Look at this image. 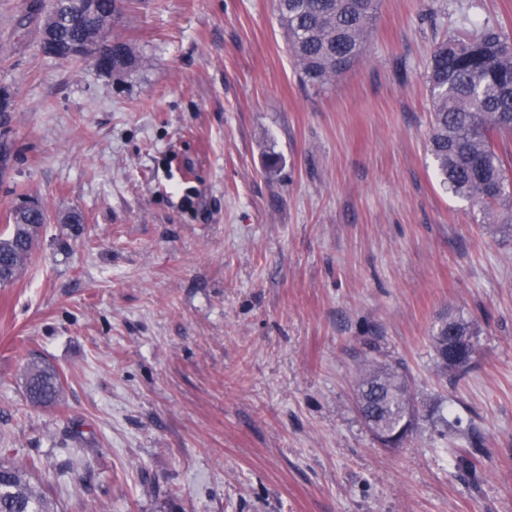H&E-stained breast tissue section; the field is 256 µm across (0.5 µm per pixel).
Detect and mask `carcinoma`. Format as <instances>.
Segmentation results:
<instances>
[{
  "label": "carcinoma",
  "instance_id": "carcinoma-1",
  "mask_svg": "<svg viewBox=\"0 0 512 512\" xmlns=\"http://www.w3.org/2000/svg\"><path fill=\"white\" fill-rule=\"evenodd\" d=\"M99 37L112 41L117 70H131L139 58L130 42L113 33L116 0H95ZM379 0H276V18L302 80L324 86L348 70L365 52ZM71 0H46L39 39L56 19L63 41H86L93 31L70 18ZM432 119L428 148L442 184L478 206L488 224H512V158L498 141L512 138V41L489 23H473L463 35H450L435 47L428 66ZM45 209L15 208L8 234L0 237V285L11 283L31 262ZM471 337L462 316H442L432 334L437 344L447 322ZM26 389L34 404L59 399L61 379L50 366L31 365ZM357 402L366 423L407 439L417 409L410 381L399 365L364 361L357 378ZM36 464L0 461V512H58Z\"/></svg>",
  "mask_w": 512,
  "mask_h": 512
}]
</instances>
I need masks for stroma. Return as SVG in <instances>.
Returning <instances> with one entry per match:
<instances>
[{"mask_svg":"<svg viewBox=\"0 0 512 512\" xmlns=\"http://www.w3.org/2000/svg\"><path fill=\"white\" fill-rule=\"evenodd\" d=\"M43 3L0 0V232L49 215L0 286V457L59 512H512V232L427 150L435 45L465 12L512 38V0H381L322 87L273 0H119L141 63L114 73L44 55ZM449 312L475 352L440 376ZM366 358L410 377L404 448L359 413ZM34 361L58 402L28 400ZM448 319H450V320H448ZM447 322L454 323L456 325L457 329L459 330V332L462 334V336H468L470 346H469L468 350L465 352V357L463 358V360L461 361V363L459 365L450 366V365L444 363L439 358H437L436 370L439 373L444 374V375L448 374V368L463 369L464 367H466V365L469 363V361L471 359L472 354L474 353V344L471 340V336H474V332L472 329L471 322L464 319V317H462V316L457 317V316H453L450 314H448V316L447 315L442 316L439 319L438 323L436 324V326L433 330L432 344L434 346V350L437 349L438 336H443V333H444L443 326H444V324H447Z\"/></svg>","mask_w":512,"mask_h":512,"instance_id":"1","label":"stroma"}]
</instances>
